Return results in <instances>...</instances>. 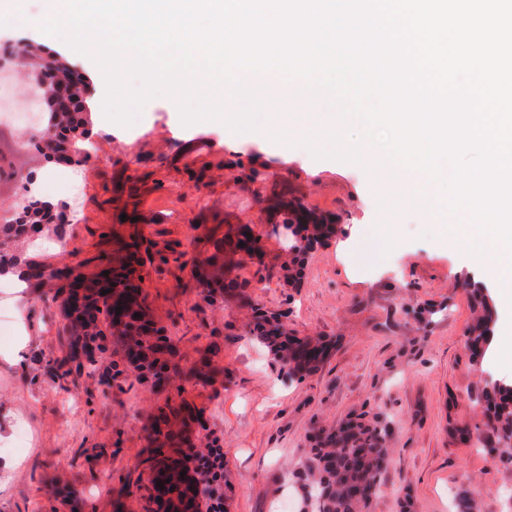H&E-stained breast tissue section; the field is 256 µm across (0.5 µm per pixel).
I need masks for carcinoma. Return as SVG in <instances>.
<instances>
[{
    "label": "carcinoma",
    "mask_w": 512,
    "mask_h": 512,
    "mask_svg": "<svg viewBox=\"0 0 512 512\" xmlns=\"http://www.w3.org/2000/svg\"><path fill=\"white\" fill-rule=\"evenodd\" d=\"M53 86L37 87V100L47 112L46 127L61 145L80 151L86 133L92 124L91 113L83 111V103L76 102L71 111H55L51 106ZM41 198L30 193L16 203L13 210L17 218L9 217L0 224V276L12 274L24 265V282L31 288L39 284L31 281L37 274L46 273V266L36 260L32 248V234L57 231L62 214L40 206ZM288 223L296 226L294 234L315 241L336 234L332 224L308 226L298 222V211L304 210L298 200L288 201ZM214 253L192 270L193 277L202 287L203 298L211 305L224 303V239L213 241ZM140 263L138 244L120 243L112 260V292L117 296L115 306L121 308L126 322L111 320L110 303L92 295L86 297L83 308L68 314L72 353H83L89 363L101 349L105 333L99 326V315L108 321L109 333L120 344L130 362L148 372L154 382L161 384L170 378L169 359L172 349L162 329L150 318L142 288L129 278L128 269ZM475 310L478 311L470 328L469 343L474 354H479L491 341L489 322L493 310L487 296L480 290L472 291ZM253 333L266 345L275 362L289 380L300 381L318 370L328 346L309 338L288 335V330L277 319L261 309L253 315ZM489 411L486 426L501 448L500 459L512 463V386L493 382L482 395ZM204 426L202 412L186 402L177 406L165 405L158 410L149 425L151 450L144 460L155 481L162 482L171 494L164 504L165 512H191L197 500V481L206 483L205 494L213 491L211 479L196 468H189L192 455L198 451L194 442L186 437L193 424ZM386 429L376 422L360 416L332 430H321L309 449L300 478L305 487V504L310 512H370L373 499L382 485V475L389 464V449L385 447ZM185 475H180V472Z\"/></svg>",
    "instance_id": "carcinoma-1"
}]
</instances>
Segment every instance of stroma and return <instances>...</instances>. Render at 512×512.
<instances>
[{
    "label": "stroma",
    "mask_w": 512,
    "mask_h": 512,
    "mask_svg": "<svg viewBox=\"0 0 512 512\" xmlns=\"http://www.w3.org/2000/svg\"><path fill=\"white\" fill-rule=\"evenodd\" d=\"M44 0H28L29 20L0 25V46L26 40L64 56L89 79L94 140L77 163L37 150L18 155L0 127V206L22 198L26 180L45 184L64 219V244L39 243L44 263L82 264L94 274L112 256L113 235L138 234L146 250L136 275L151 315L190 369L210 360L207 383L141 380L121 348L104 341L94 373L52 379L69 337L59 282L0 289V512H144L141 461L158 407L189 402L224 453V512H301L297 481L314 435L358 415L388 423L391 462L371 512H454L460 492L482 512H503L512 487L475 398L483 378L512 381V289L485 275L484 260L452 240L450 218L396 192L385 175L317 160L297 139L343 123L321 103L285 100L275 130L236 135L224 147L213 121L178 130V108L150 100L136 128L106 120L102 74L88 56L34 22ZM284 189L338 226L312 244L298 286L285 282L292 258L283 216L264 198ZM262 226L260 256L236 254L239 287L215 308L201 297L193 266L213 251L210 234ZM493 303V340L472 356L466 340L472 289ZM280 315L290 335L330 347L319 370L288 381L250 333L254 310Z\"/></svg>",
    "instance_id": "1"
}]
</instances>
